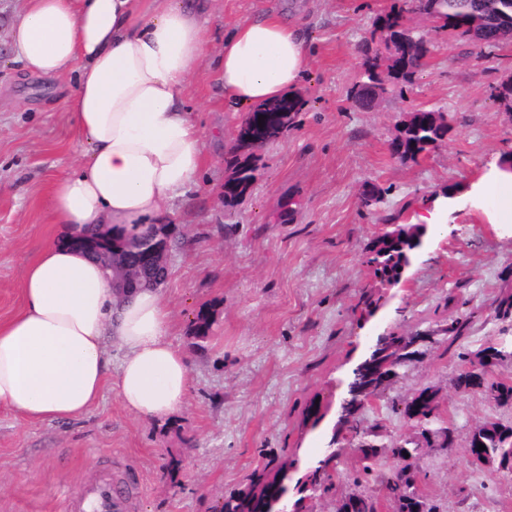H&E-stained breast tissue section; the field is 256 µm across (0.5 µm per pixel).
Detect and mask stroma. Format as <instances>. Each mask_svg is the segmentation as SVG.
Returning <instances> with one entry per match:
<instances>
[{"instance_id":"1","label":"stroma","mask_w":512,"mask_h":512,"mask_svg":"<svg viewBox=\"0 0 512 512\" xmlns=\"http://www.w3.org/2000/svg\"><path fill=\"white\" fill-rule=\"evenodd\" d=\"M395 0H212L216 40L234 23L274 8L307 31L310 65L299 90L306 104L273 144L258 151L256 179L241 198L224 199L237 130L249 112L224 109L216 57L197 63L186 98L204 141V171L173 202L168 218L170 273L160 290L169 305V340L187 358L184 409L157 421L130 414L112 385L86 413L34 422L0 408V512H57L102 459L117 474L133 465V512H217L268 459L288 462L290 499L325 457L356 366L379 334L433 333L418 362L401 370L362 409L386 437L414 436L400 412L420 389L438 392L451 446L422 448L413 460L438 512H512V473L472 465L468 441L488 421L512 423V406L454 379L460 353L493 345L507 351L498 372L512 375V316L497 313L512 296V223L491 194L468 191L490 162L512 154V112L493 90L512 76V43L483 58L473 44L411 24L432 49L414 83L374 109L348 92L361 74L358 45ZM23 0H0V320L23 308L27 263L54 236L46 212L51 183L75 158L69 112L76 74L55 80L27 73L10 30ZM448 115L444 141L415 161L392 156L407 114ZM456 185L447 221L429 228L401 282L386 287L368 261L370 241L410 225L424 202ZM377 190L378 200L361 198ZM210 327L197 336L198 314ZM466 319L456 344L445 332ZM178 470H169L170 461ZM364 474L344 448L333 490L305 512H336Z\"/></svg>"}]
</instances>
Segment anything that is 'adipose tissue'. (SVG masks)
I'll return each mask as SVG.
<instances>
[{
	"label": "adipose tissue",
	"mask_w": 512,
	"mask_h": 512,
	"mask_svg": "<svg viewBox=\"0 0 512 512\" xmlns=\"http://www.w3.org/2000/svg\"><path fill=\"white\" fill-rule=\"evenodd\" d=\"M26 69L77 72L70 110L81 150L48 191L54 238L27 266L20 314L0 321V406L54 422L87 412L106 383L125 409L162 420L181 412L185 356L151 287L121 292L78 244L94 226L149 225L171 213L202 169L201 131L185 108L192 68L216 55L224 107L284 97L309 63L299 24L250 16L214 47L207 0H26L11 30ZM123 352L108 378V346Z\"/></svg>",
	"instance_id": "1"
}]
</instances>
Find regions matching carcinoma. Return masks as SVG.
Returning <instances> with one entry per match:
<instances>
[{
  "mask_svg": "<svg viewBox=\"0 0 512 512\" xmlns=\"http://www.w3.org/2000/svg\"><path fill=\"white\" fill-rule=\"evenodd\" d=\"M419 14L436 23L434 31L441 34L453 28L454 37L464 39L482 50L491 51L512 31V0H404L393 5L389 11L379 15L372 25L369 36L360 45L363 71L361 80L349 91V98L359 106L370 109L384 95L397 87L413 84L424 65L431 42L425 35L407 25L406 15ZM305 100L298 93L272 102L255 105L240 125L233 147L232 175L224 183V199L228 202L246 194L255 180L256 151L275 142L288 128L293 115L303 111ZM433 111L422 109L416 120L398 127L397 135L391 143L392 153L401 160H416L418 156L441 143L448 128L434 125ZM264 119H259V116ZM156 236L169 242L168 225L150 226L144 232H126L117 230L112 233L108 245L112 257L125 264L128 244L147 236ZM398 246L388 236H378L369 246L368 262L376 265V272L387 275L396 266ZM494 351L499 358L505 352L489 345L472 354V370L461 372L455 380V388L461 393L474 391V379L483 386L482 393L499 405H512V377L484 369L482 356ZM422 355L421 347L414 346L411 336H396L391 351L382 359L385 371L398 376L405 368L403 360ZM426 395L424 403L418 405L406 415L411 426L418 431L423 442L430 446L433 440L440 441V447L446 448L453 441V432L448 428H431L435 409L430 402L436 399L437 391L431 387L422 389ZM355 435L358 444L355 450L359 454L362 470L369 475L375 471L378 459L382 456L399 461L418 454L420 442L410 438L388 440L380 445L381 435L373 428L362 427L356 422ZM485 446L481 454L497 463H512V424L485 422L477 427L469 438V450ZM287 465L276 459L268 460L255 470L246 488L224 498L220 512H256L263 493L269 491L275 481L286 475ZM378 486L397 505V512H436V506L419 493L420 473L406 464L392 468L376 476ZM349 508L351 512H378L376 489L363 487L350 493L341 500L337 512Z\"/></svg>",
  "mask_w": 512,
  "mask_h": 512,
  "instance_id": "obj_1",
  "label": "carcinoma"
}]
</instances>
